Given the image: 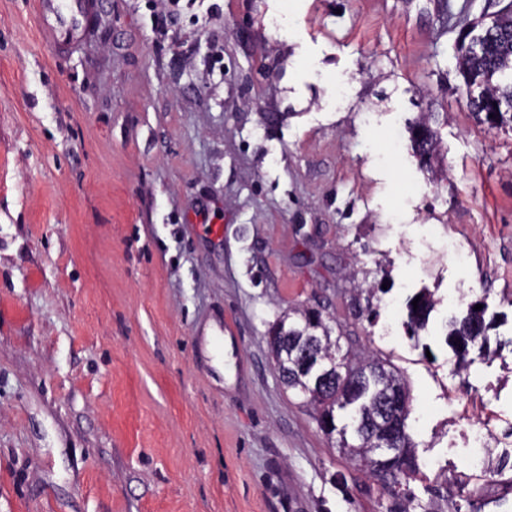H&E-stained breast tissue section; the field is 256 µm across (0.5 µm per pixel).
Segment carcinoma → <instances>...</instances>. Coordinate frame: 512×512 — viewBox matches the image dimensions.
<instances>
[{
    "instance_id": "obj_1",
    "label": "carcinoma",
    "mask_w": 512,
    "mask_h": 512,
    "mask_svg": "<svg viewBox=\"0 0 512 512\" xmlns=\"http://www.w3.org/2000/svg\"><path fill=\"white\" fill-rule=\"evenodd\" d=\"M457 69L464 86L477 85L482 95L467 98L475 117L495 128L512 124V112L491 114L492 103L512 101V11L496 15L485 28V36L477 49H460ZM413 149L423 166H430L437 147V132L424 119L413 130ZM432 301L420 296L417 307H409L408 325L422 327ZM486 309L474 310L452 320L451 344L468 353L469 346H489ZM300 321L286 324L281 319L271 327L269 347L281 384L305 398L318 429L327 438L339 435V449L360 461L373 483L388 496L386 512H409L408 483L416 475L415 444L410 434V394L402 379L386 368L383 361L363 357L353 348L342 349L341 337L332 336L318 310H302ZM352 433L355 443L347 440ZM392 437L399 453L381 460L375 441Z\"/></svg>"
}]
</instances>
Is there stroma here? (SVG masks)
I'll use <instances>...</instances> for the list:
<instances>
[{"label": "stroma", "instance_id": "obj_1", "mask_svg": "<svg viewBox=\"0 0 512 512\" xmlns=\"http://www.w3.org/2000/svg\"><path fill=\"white\" fill-rule=\"evenodd\" d=\"M213 2L98 0L59 52L0 0V512H385L278 378L298 305L405 377L414 512H448L444 482L512 512V133L455 69L465 20L512 0ZM476 300L496 327L458 376ZM222 320L215 378L194 336ZM420 129H426L429 132V138L427 141L419 138ZM413 149L419 156L420 162L423 166H430L431 160L435 156L437 147V132L430 125L429 118L423 119L413 130ZM476 305L470 304L461 319L454 318L451 321L453 326L449 334L451 344L463 356L468 353L469 346L474 345L479 339L481 340V349H487L489 346L490 338L487 335L489 326L485 322L486 308L483 307L481 310L475 311ZM459 346H462V349H459Z\"/></svg>", "mask_w": 512, "mask_h": 512}]
</instances>
